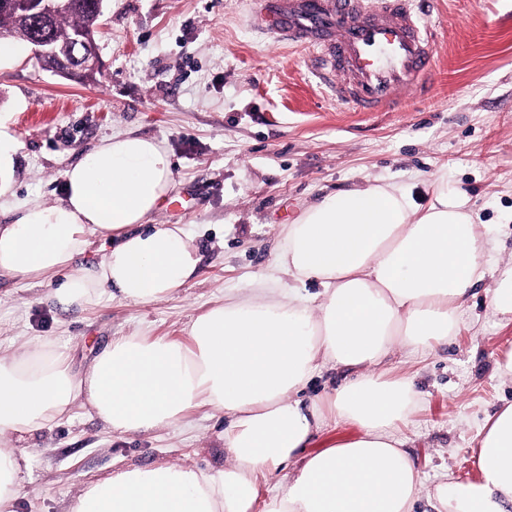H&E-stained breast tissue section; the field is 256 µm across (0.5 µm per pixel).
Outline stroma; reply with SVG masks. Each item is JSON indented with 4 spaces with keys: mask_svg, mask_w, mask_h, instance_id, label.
<instances>
[{
    "mask_svg": "<svg viewBox=\"0 0 512 512\" xmlns=\"http://www.w3.org/2000/svg\"><path fill=\"white\" fill-rule=\"evenodd\" d=\"M437 32L429 95L362 112L336 101L311 73L309 50L251 20V0H109L96 41L103 71L79 84L31 57L0 63V117L19 142L11 204L56 203L68 166L101 139L159 141L176 186L154 217L182 224L200 246L193 284L147 304L103 299L68 312L44 282L0 277V354L43 337L87 369L111 337L140 332L189 344L192 316L226 294L251 298L272 265L279 233L328 192L376 180L411 185L427 204L444 178L492 230L498 268L478 283L455 335L433 353H394L391 374L422 394L405 449L420 471L417 512L443 480L479 475L474 450L488 415L512 402L500 365L512 353V316L491 291L512 266V0H418ZM224 415L199 404L174 425L138 436L106 430L89 407L27 444L28 471L14 512H70L87 484L117 467L226 465Z\"/></svg>",
    "mask_w": 512,
    "mask_h": 512,
    "instance_id": "obj_1",
    "label": "stroma"
}]
</instances>
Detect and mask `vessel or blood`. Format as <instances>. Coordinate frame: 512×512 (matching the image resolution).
I'll use <instances>...</instances> for the list:
<instances>
[{"mask_svg": "<svg viewBox=\"0 0 512 512\" xmlns=\"http://www.w3.org/2000/svg\"><path fill=\"white\" fill-rule=\"evenodd\" d=\"M272 29L312 50L313 74L362 112L434 84L436 36L415 0H275Z\"/></svg>", "mask_w": 512, "mask_h": 512, "instance_id": "b4317fda", "label": "vessel or blood"}]
</instances>
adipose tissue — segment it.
<instances>
[{
    "instance_id": "ef3b65f1",
    "label": "adipose tissue",
    "mask_w": 512,
    "mask_h": 512,
    "mask_svg": "<svg viewBox=\"0 0 512 512\" xmlns=\"http://www.w3.org/2000/svg\"><path fill=\"white\" fill-rule=\"evenodd\" d=\"M174 187L172 160L155 139L104 138L65 170L57 204L11 209L0 224V274L56 280L51 298L64 311L105 297L166 298L190 284L201 260L182 225L152 221ZM96 233L115 245L99 264L74 268ZM496 263L485 225L445 180L424 207L409 186L372 183L303 209L276 246L263 304L230 297L197 314L191 345L115 336L84 370L68 345L49 341L0 357V512H12L23 488L20 442L80 399L120 435L171 426L205 403L224 415L230 463L117 470L87 484L71 512H414L422 479L394 428L419 393L381 366L395 350L429 354L447 343ZM309 282L319 292L303 293ZM327 367L347 371L345 382L304 399ZM336 420L357 435L308 452ZM478 464V481L433 487L437 512H512V404L486 419ZM263 479L274 486L262 501Z\"/></svg>"
}]
</instances>
